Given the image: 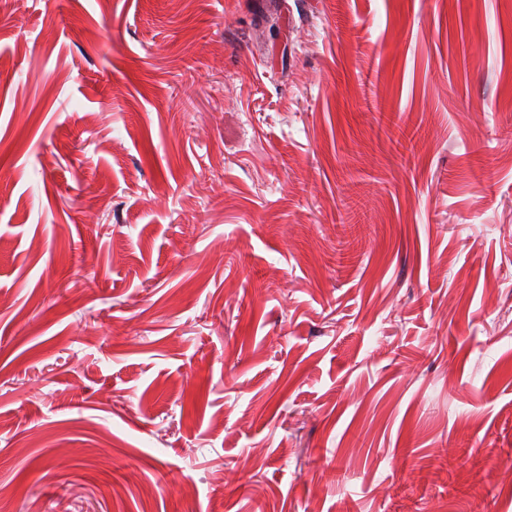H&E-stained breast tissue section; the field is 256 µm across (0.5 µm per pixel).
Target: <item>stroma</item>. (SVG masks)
I'll list each match as a JSON object with an SVG mask.
<instances>
[{
    "mask_svg": "<svg viewBox=\"0 0 512 512\" xmlns=\"http://www.w3.org/2000/svg\"><path fill=\"white\" fill-rule=\"evenodd\" d=\"M267 2L0 0V512H512V0Z\"/></svg>",
    "mask_w": 512,
    "mask_h": 512,
    "instance_id": "1",
    "label": "stroma"
}]
</instances>
